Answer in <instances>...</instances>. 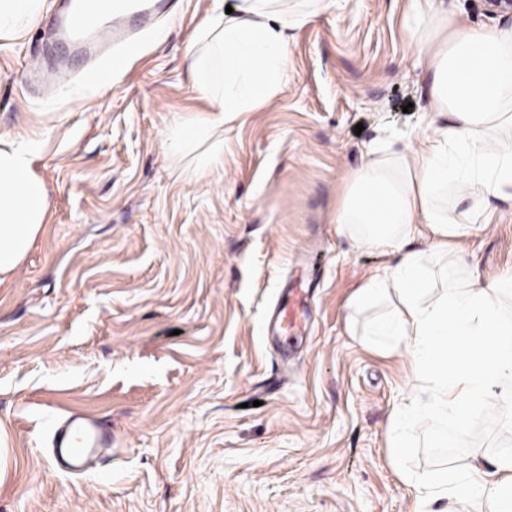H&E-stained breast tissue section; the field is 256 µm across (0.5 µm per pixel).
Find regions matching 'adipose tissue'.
I'll list each match as a JSON object with an SVG mask.
<instances>
[{
  "instance_id": "ef3b65f1",
  "label": "adipose tissue",
  "mask_w": 512,
  "mask_h": 512,
  "mask_svg": "<svg viewBox=\"0 0 512 512\" xmlns=\"http://www.w3.org/2000/svg\"><path fill=\"white\" fill-rule=\"evenodd\" d=\"M317 0H222L197 25L185 49L195 94L209 101L204 116L174 128L168 153L178 178L201 175L224 160V126L277 99L288 83L289 34L317 15ZM443 0H409L406 27L417 63L431 78L430 134L404 149L382 141L350 173L335 221L355 242L385 249L393 265L368 278L349 306L362 312L392 297L394 310L371 328L378 346L409 344L425 399L399 408L389 425L390 453L418 504L435 497L482 495L489 512H512V456L474 464L439 479L406 471L411 432L432 420V445L463 438L472 413L492 406L493 388L512 376V315L498 302L500 284L470 271L463 290L428 297L423 251L411 242L429 232L430 249L454 254L462 231L441 204L456 190L481 199H512V23L479 27L448 13ZM43 0H0V38L25 31ZM39 144L0 136V284L11 279L43 230L49 192L34 168Z\"/></svg>"
}]
</instances>
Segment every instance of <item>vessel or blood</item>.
<instances>
[{
	"label": "vessel or blood",
	"instance_id": "vessel-or-blood-1",
	"mask_svg": "<svg viewBox=\"0 0 512 512\" xmlns=\"http://www.w3.org/2000/svg\"><path fill=\"white\" fill-rule=\"evenodd\" d=\"M167 6L166 0H70L67 10L53 22L56 52L34 58L28 72H51L54 81L68 74V56L101 58L113 48L131 44L139 29L150 25ZM112 438L89 419L73 416L57 429L54 457L66 471H83L87 459L111 447Z\"/></svg>",
	"mask_w": 512,
	"mask_h": 512
}]
</instances>
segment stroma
<instances>
[{
    "label": "stroma",
    "mask_w": 512,
    "mask_h": 512,
    "mask_svg": "<svg viewBox=\"0 0 512 512\" xmlns=\"http://www.w3.org/2000/svg\"><path fill=\"white\" fill-rule=\"evenodd\" d=\"M57 4L0 38V134L39 142L50 189L48 224L0 286V512H416L388 426L423 383L348 307L393 258L335 222L369 148L430 122L408 0H325L292 33L283 97L225 125L223 163L192 182L164 140L208 108L185 47L210 0H169L92 96L79 60L55 88L25 78ZM487 206L497 219L464 237L462 264L493 280L512 275V200ZM292 289L304 316L277 340ZM73 409L112 435L81 474L51 455ZM429 430L412 471L512 454V392L455 447H430Z\"/></svg>",
    "instance_id": "1"
}]
</instances>
